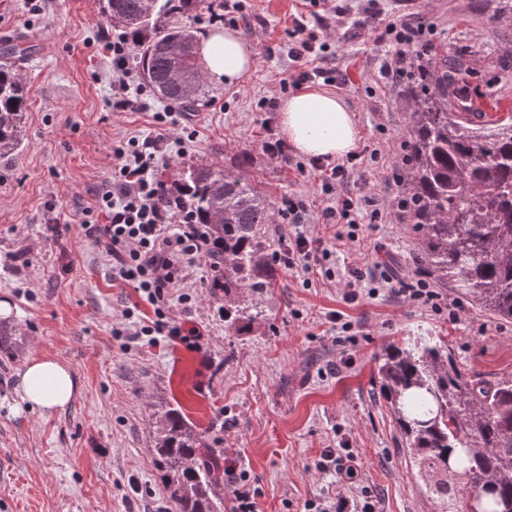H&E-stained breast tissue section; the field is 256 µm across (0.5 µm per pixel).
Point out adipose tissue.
<instances>
[{
	"mask_svg": "<svg viewBox=\"0 0 512 512\" xmlns=\"http://www.w3.org/2000/svg\"><path fill=\"white\" fill-rule=\"evenodd\" d=\"M255 59V44L231 28L212 29L200 43V63L215 81L243 84ZM282 131L295 150L315 157H344L358 140V130L346 102L318 91L303 90L286 99ZM75 388L67 366L49 357L34 358L20 374V403L27 410L49 415L71 402Z\"/></svg>",
	"mask_w": 512,
	"mask_h": 512,
	"instance_id": "obj_1",
	"label": "adipose tissue"
}]
</instances>
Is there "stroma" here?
<instances>
[{"label": "stroma", "mask_w": 512, "mask_h": 512, "mask_svg": "<svg viewBox=\"0 0 512 512\" xmlns=\"http://www.w3.org/2000/svg\"><path fill=\"white\" fill-rule=\"evenodd\" d=\"M302 8L301 0H246L233 26L257 46L254 71L242 87L204 79V103L170 132L178 144L167 176L205 164L231 169L273 201L304 200L307 232L327 238L334 230L319 217L337 197L366 195L372 210L387 212L391 152L410 138L415 95L379 82L385 44L361 30H332L336 54L323 66L336 79L315 87L343 98L354 115L351 177L326 194L296 171V150L271 159L257 103L288 97L279 78ZM384 8L394 20L432 22L433 57L466 63L461 81L480 111L512 115V0H386ZM113 32L100 0H0V39L25 48L16 69L28 91L21 143L0 157V297L16 330L0 345V512H170L153 455L156 413L167 408L234 459L260 512H315L341 492L353 512L368 497L377 512H430L381 396L377 358L391 343L441 336L467 374L492 382L512 374V320L452 285L443 294L462 307L455 320L386 288L345 302L352 270L368 278L390 267L407 280L420 266L416 226L374 224L365 210L356 238L336 242L323 262L334 279L281 268L276 287L242 289L264 312L248 333L225 334L224 299L211 296L200 264L195 303L174 307L177 324L199 329L200 349L168 336L119 343L113 330L139 297L113 280L80 227L82 212L111 175L113 145L157 135L154 113L172 106L144 89L143 109L113 111L118 77L103 51ZM37 357L67 365L76 382L71 402L48 416L18 409L19 374ZM329 448L355 461L346 490L319 466Z\"/></svg>", "instance_id": "obj_1"}]
</instances>
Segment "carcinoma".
I'll list each match as a JSON object with an SVG mask.
<instances>
[{
    "instance_id": "cac0c4a2",
    "label": "carcinoma",
    "mask_w": 512,
    "mask_h": 512,
    "mask_svg": "<svg viewBox=\"0 0 512 512\" xmlns=\"http://www.w3.org/2000/svg\"><path fill=\"white\" fill-rule=\"evenodd\" d=\"M205 0H101L106 21L138 40L131 59L162 99L193 104L200 91L194 47ZM18 47H0V157L20 144L24 88L15 73ZM465 63L440 59L432 88L411 115L407 179L421 233L422 259L437 285L452 282L481 309L512 320V121L486 118L460 101L455 74ZM197 224H214L224 249V327L240 333L262 312L241 306L233 289L276 285L265 224L270 202L256 184L216 165L191 166L164 187ZM380 391L398 425L432 512H512V376L486 383L468 376L440 337L389 344L378 357ZM154 461L171 512H224L218 476L200 449L217 457L206 437L169 408L157 416Z\"/></svg>"
}]
</instances>
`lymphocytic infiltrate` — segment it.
<instances>
[{"label": "lymphocytic infiltrate", "mask_w": 512, "mask_h": 512, "mask_svg": "<svg viewBox=\"0 0 512 512\" xmlns=\"http://www.w3.org/2000/svg\"><path fill=\"white\" fill-rule=\"evenodd\" d=\"M359 12L365 23L376 27V41L388 48L379 65V75L387 89L425 80L432 60L427 37L433 25L424 21L387 22L382 18L379 0H361ZM294 27L299 35L288 47L287 75L281 88H296L326 78L322 63L331 52L329 43L321 41L304 15H296ZM135 41L125 33L113 35L104 45L112 57V68L121 79L112 95V107L126 111L138 109V92L127 81L129 59ZM171 141L165 134L142 140L131 138L112 149V176L98 193L93 207L84 212L81 227L86 236L102 245L112 264L113 279L130 284L146 301L152 312L141 317L126 309L125 326L116 327L115 337L123 336H196V329L182 330L173 325V304L190 305L194 296L191 271L205 264L213 272L212 287H221L218 276L224 264L220 241L207 224L195 223L190 213L175 199H163L161 172L169 164ZM278 213L282 219L275 233L281 243L272 259L294 272H310L331 253V244L320 237L300 232L308 207L305 201L281 198ZM295 226L288 235L287 226ZM378 287H397L412 305L437 311H455L457 302L446 300L423 275L410 281L395 282L393 275L382 274Z\"/></svg>", "instance_id": "obj_1"}]
</instances>
